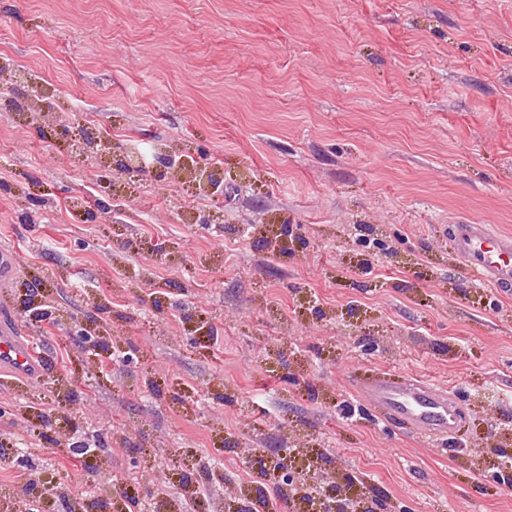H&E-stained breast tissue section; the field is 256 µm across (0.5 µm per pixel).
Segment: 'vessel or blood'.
<instances>
[{"label":"vessel or blood","instance_id":"b4317fda","mask_svg":"<svg viewBox=\"0 0 512 512\" xmlns=\"http://www.w3.org/2000/svg\"><path fill=\"white\" fill-rule=\"evenodd\" d=\"M449 241L468 273L503 289L512 288V236L488 224H455ZM0 387L41 377L48 369L44 356L20 339L15 329L0 327ZM359 394L380 416L399 418L414 433L449 436L460 429L454 396L443 388L395 374L372 375L357 383Z\"/></svg>","mask_w":512,"mask_h":512}]
</instances>
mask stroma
I'll return each instance as SVG.
<instances>
[{
    "instance_id": "35a3bbf8",
    "label": "stroma",
    "mask_w": 512,
    "mask_h": 512,
    "mask_svg": "<svg viewBox=\"0 0 512 512\" xmlns=\"http://www.w3.org/2000/svg\"><path fill=\"white\" fill-rule=\"evenodd\" d=\"M30 81L55 120L89 113L112 162L191 167L100 180L12 110ZM75 194L119 209L88 221ZM463 219L512 234V0H0V249L17 266L0 324L52 362L0 392V435L31 444L41 512L62 494L116 512L122 478L126 512L258 508L279 448L305 475L355 477L352 495L383 491L374 512H512L496 481L512 293L459 269ZM33 288L53 334L20 313ZM70 314L131 362L102 375ZM375 371L447 388L464 429L381 419L356 390ZM40 409L55 433L34 444ZM95 435L92 465L68 463ZM202 462L216 482L186 504Z\"/></svg>"
}]
</instances>
